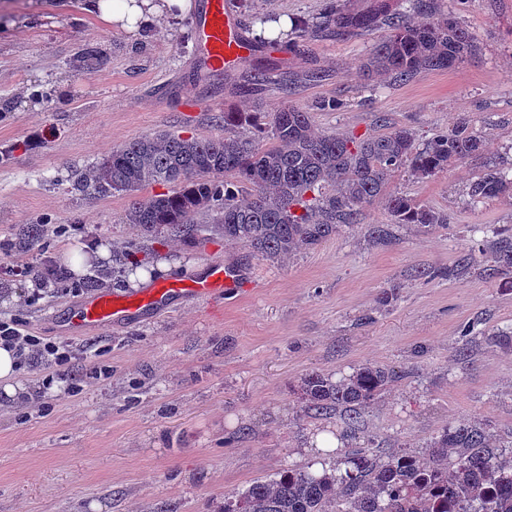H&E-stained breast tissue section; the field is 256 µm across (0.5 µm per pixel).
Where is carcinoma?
<instances>
[{"instance_id":"1","label":"carcinoma","mask_w":512,"mask_h":512,"mask_svg":"<svg viewBox=\"0 0 512 512\" xmlns=\"http://www.w3.org/2000/svg\"><path fill=\"white\" fill-rule=\"evenodd\" d=\"M387 26L386 35L362 65L366 77L394 82L429 71L452 69L476 49L473 34L440 12L419 26L403 21L389 0L350 14L337 9L295 23L300 38L334 32L358 35ZM271 143L243 136V125L261 127L264 113H224V132L208 138L183 137L167 130L135 137L112 149L75 182L88 198L120 192L130 201L123 223L143 232L167 228L196 240L204 232L224 234L255 255L281 261L310 249L344 228L361 224L364 209L382 199L388 224H374L369 237L386 243L394 227H444L448 214L387 191L388 178L407 172L433 177L453 162L482 153V135L461 117L446 132L418 145L414 132L392 126L387 132L358 135L317 131L309 113L293 105L271 112ZM163 193L143 194L155 186ZM512 199V167L486 162L469 183L463 200L476 207ZM211 216L201 225L198 218ZM480 252L488 278L512 274V227L492 230ZM399 376L361 365L342 378L313 371L301 382L307 413L343 415L345 430L334 433L340 447L326 451L340 460L317 473L288 468L224 497V512H512V441L493 445L486 428L460 420L449 424L420 453L399 451L385 458L365 448L345 451L356 437L364 411Z\"/></svg>"}]
</instances>
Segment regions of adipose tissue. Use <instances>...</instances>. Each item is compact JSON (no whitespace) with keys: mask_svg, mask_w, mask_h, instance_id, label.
Returning a JSON list of instances; mask_svg holds the SVG:
<instances>
[{"mask_svg":"<svg viewBox=\"0 0 512 512\" xmlns=\"http://www.w3.org/2000/svg\"><path fill=\"white\" fill-rule=\"evenodd\" d=\"M192 7V0H86L85 2L88 13L132 35L148 29L155 19L183 15Z\"/></svg>","mask_w":512,"mask_h":512,"instance_id":"obj_1","label":"adipose tissue"}]
</instances>
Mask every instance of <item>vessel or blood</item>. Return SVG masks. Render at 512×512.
I'll return each instance as SVG.
<instances>
[{
	"instance_id": "obj_1",
	"label": "vessel or blood",
	"mask_w": 512,
	"mask_h": 512,
	"mask_svg": "<svg viewBox=\"0 0 512 512\" xmlns=\"http://www.w3.org/2000/svg\"><path fill=\"white\" fill-rule=\"evenodd\" d=\"M194 36L202 47L208 69L216 76L222 75L248 47L245 36L235 23L229 0H205L194 22ZM226 277L224 267L216 265L205 278L172 279L134 298L109 292L93 294L80 308V326L84 329L108 326L173 297L220 294Z\"/></svg>"
}]
</instances>
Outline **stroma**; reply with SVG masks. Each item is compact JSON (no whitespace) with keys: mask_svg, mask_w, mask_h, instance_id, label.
Returning <instances> with one entry per match:
<instances>
[{"mask_svg":"<svg viewBox=\"0 0 512 512\" xmlns=\"http://www.w3.org/2000/svg\"><path fill=\"white\" fill-rule=\"evenodd\" d=\"M332 1L231 0L253 51L214 77L191 38L193 14L133 36L86 12L83 0H0V240L37 233L41 255L59 266L72 246L112 254L32 303L25 279L0 266V317L68 341L83 381L77 396L59 400L38 371L24 369L16 382L42 391L45 407L0 395V512H222L225 495L318 465L319 429L343 430L340 415L304 411L300 385L314 371L342 377L372 364L399 372L361 422L381 456L421 451L464 419L494 441L512 440V340L498 337L512 331V275L489 280L473 268L431 276L487 240L488 225H512V200L476 208L459 200L485 161L512 148V0H423L411 21L443 7L478 50L456 68L400 85L360 78L379 29L268 51L263 19L315 18ZM87 47L105 57L90 73L72 65ZM260 72L271 82L255 97L248 90ZM38 90L49 99H34ZM336 98L340 109L320 110ZM284 104L309 112L325 132L377 135L383 116L421 144L465 115L485 147L435 177L397 172L388 180V191L447 212L446 227L403 224L390 243H373L368 225L389 221L378 201L361 226L279 262L219 234L196 245L166 229L138 234L122 221L127 196L91 199L72 186L76 173L130 138L159 130L207 138L225 113ZM131 240L143 269L163 258L174 278L224 265V292L78 330L89 296L127 290V274L102 281L98 273L122 260ZM388 289L396 296L385 304ZM102 366L110 377L96 376Z\"/></svg>","mask_w":512,"mask_h":512,"instance_id":"35a3bbf8","label":"stroma"}]
</instances>
